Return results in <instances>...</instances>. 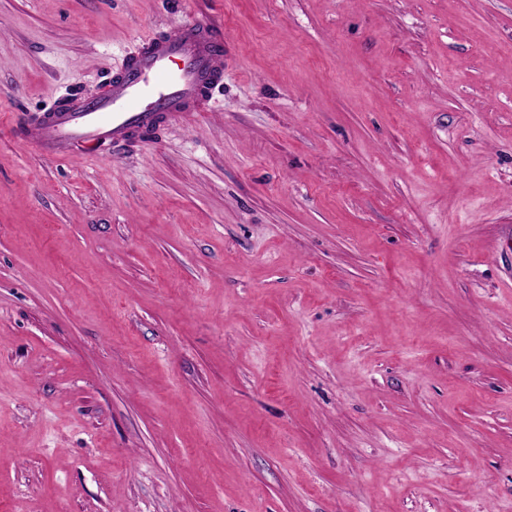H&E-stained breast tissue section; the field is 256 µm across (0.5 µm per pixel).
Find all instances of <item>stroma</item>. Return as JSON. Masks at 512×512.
I'll return each mask as SVG.
<instances>
[{
	"mask_svg": "<svg viewBox=\"0 0 512 512\" xmlns=\"http://www.w3.org/2000/svg\"><path fill=\"white\" fill-rule=\"evenodd\" d=\"M195 20L188 120L4 132ZM0 512H512V0H0Z\"/></svg>",
	"mask_w": 512,
	"mask_h": 512,
	"instance_id": "obj_1",
	"label": "stroma"
}]
</instances>
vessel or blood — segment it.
Returning a JSON list of instances; mask_svg holds the SVG:
<instances>
[{"mask_svg": "<svg viewBox=\"0 0 512 512\" xmlns=\"http://www.w3.org/2000/svg\"><path fill=\"white\" fill-rule=\"evenodd\" d=\"M225 57L221 27L178 26L167 36L141 39L104 96L70 98L37 119L14 121L10 131L24 145L59 158L77 147L107 150L149 137L210 101Z\"/></svg>", "mask_w": 512, "mask_h": 512, "instance_id": "b4317fda", "label": "vessel or blood"}]
</instances>
